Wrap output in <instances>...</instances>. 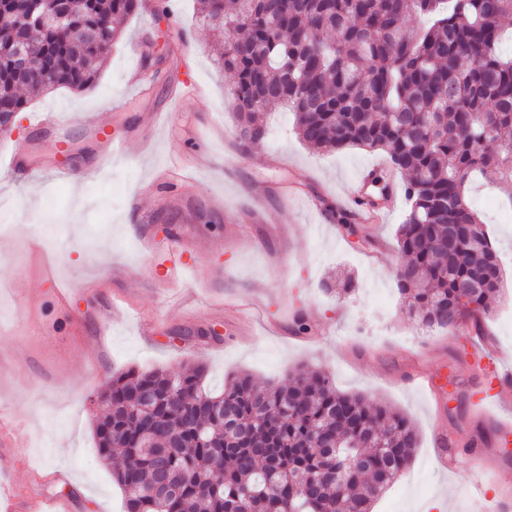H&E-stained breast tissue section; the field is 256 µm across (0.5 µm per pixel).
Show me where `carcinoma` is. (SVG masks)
<instances>
[{"instance_id": "carcinoma-1", "label": "carcinoma", "mask_w": 512, "mask_h": 512, "mask_svg": "<svg viewBox=\"0 0 512 512\" xmlns=\"http://www.w3.org/2000/svg\"><path fill=\"white\" fill-rule=\"evenodd\" d=\"M63 28L0 26V102L20 111V86L83 91L96 61L120 38L139 0H67ZM512 0H205L201 21L222 37L217 63L234 75L230 106L246 148L267 137V112L295 116L303 142L323 152L382 151L404 176L409 209L399 225L405 261L395 280L407 313L446 332L488 311L503 284L501 260L465 194L475 175L512 191V56L500 45ZM22 31L51 60L23 83L11 34ZM471 233L448 250V225ZM493 268L477 294L455 283ZM147 391L141 419L129 396ZM101 455L119 448L114 472L126 512H371L407 468L419 433L398 411L336 390L321 370L286 384L232 376L219 392L196 365L177 373L129 369L97 394ZM233 410L223 421L211 414ZM334 437L320 447L321 433Z\"/></svg>"}]
</instances>
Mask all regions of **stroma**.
I'll list each match as a JSON object with an SVG mask.
<instances>
[{
    "label": "stroma",
    "instance_id": "1",
    "mask_svg": "<svg viewBox=\"0 0 512 512\" xmlns=\"http://www.w3.org/2000/svg\"><path fill=\"white\" fill-rule=\"evenodd\" d=\"M198 7L176 0L175 26L145 10L130 15L91 88L24 90L15 129L0 134V406L14 419L0 484L68 498L72 512H122L94 439L95 395L112 375L201 365L218 391L238 373L280 383L306 367L330 374L339 391L404 413L420 433L407 469L372 512H423L439 498L446 512H488L465 491V445L484 429L497 453L490 476L509 485L512 451L503 452L491 420L471 411L485 377L468 340L425 334L406 314L394 278L404 261L397 229L406 200L383 223L364 225V245L311 207L356 192L359 170L385 167L383 154L312 151L281 110L267 116L265 144L243 148L232 78L216 63ZM182 29L190 43H180ZM149 50L162 61L139 93L125 75L141 69ZM178 81L198 90L185 92L167 126L156 125ZM38 112L64 113L67 129L32 126ZM99 127L129 141L127 158L104 169ZM15 153L27 166L19 177L5 168ZM174 157L207 165L167 189L158 169ZM56 163L70 180L52 177ZM469 196L500 256H512V199L479 179ZM182 240L194 249L193 268L174 287L156 286L154 274ZM503 269L504 289L481 335L512 357V263ZM340 274L356 281L350 297L324 288ZM57 285L78 293L60 331L50 306L22 303ZM300 314L309 333L297 331ZM373 325L386 334L369 335ZM437 428L456 449L453 467L435 460Z\"/></svg>",
    "mask_w": 512,
    "mask_h": 512
}]
</instances>
